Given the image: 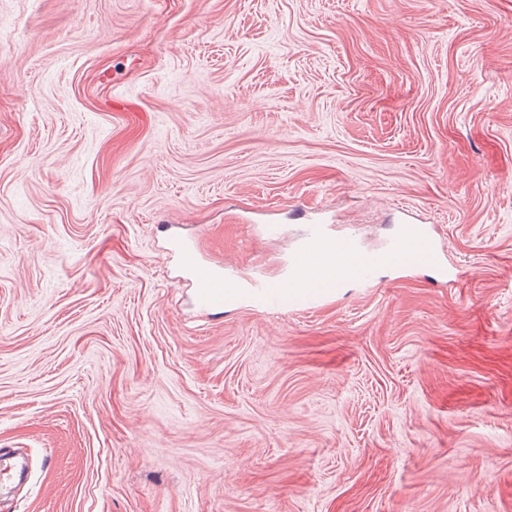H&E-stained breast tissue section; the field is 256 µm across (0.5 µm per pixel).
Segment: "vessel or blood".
Returning <instances> with one entry per match:
<instances>
[{"label": "vessel or blood", "mask_w": 512, "mask_h": 512, "mask_svg": "<svg viewBox=\"0 0 512 512\" xmlns=\"http://www.w3.org/2000/svg\"><path fill=\"white\" fill-rule=\"evenodd\" d=\"M429 236L425 225L402 218L387 255L404 267L430 261ZM177 251L192 277L195 304L209 309L224 308L229 299L244 291L266 309L310 311L327 298L342 277L372 287L380 261L379 255L363 252L355 237L329 235L320 224L306 227L291 257L288 275L280 280H256L243 286L222 271L199 263L190 245L178 244Z\"/></svg>", "instance_id": "vessel-or-blood-1"}]
</instances>
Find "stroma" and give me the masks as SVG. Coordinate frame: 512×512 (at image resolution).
I'll list each match as a JSON object with an SVG mask.
<instances>
[{"label": "stroma", "mask_w": 512, "mask_h": 512, "mask_svg": "<svg viewBox=\"0 0 512 512\" xmlns=\"http://www.w3.org/2000/svg\"><path fill=\"white\" fill-rule=\"evenodd\" d=\"M0 512H512V0H0ZM430 267L278 280L307 224ZM281 232L266 235L265 225ZM407 214L398 225L390 250L381 254L363 252L354 236H331L321 224L306 227L291 257L288 276L280 280H256L248 285L224 277V272L198 262L192 247L177 245L184 269L194 283L193 299L197 306L209 309L224 308L241 288L254 297V304L281 312L310 311L322 303L342 277L350 276L364 287H373L379 261L399 260L397 267L430 261L441 266L432 256L428 242L430 232Z\"/></svg>", "instance_id": "obj_1"}]
</instances>
